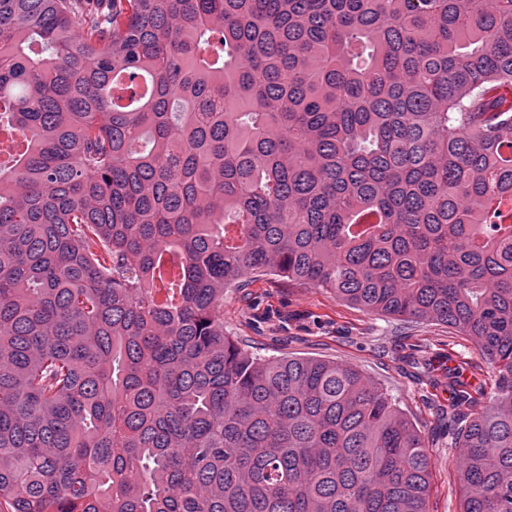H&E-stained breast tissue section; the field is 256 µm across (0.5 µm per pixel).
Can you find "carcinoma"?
<instances>
[{"label": "carcinoma", "mask_w": 512, "mask_h": 512, "mask_svg": "<svg viewBox=\"0 0 512 512\" xmlns=\"http://www.w3.org/2000/svg\"><path fill=\"white\" fill-rule=\"evenodd\" d=\"M0 128L10 512H429L382 389L224 335L248 274L470 337L512 512V0H0Z\"/></svg>", "instance_id": "1"}]
</instances>
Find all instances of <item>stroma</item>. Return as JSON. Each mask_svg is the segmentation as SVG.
Listing matches in <instances>:
<instances>
[{"label": "stroma", "mask_w": 512, "mask_h": 512, "mask_svg": "<svg viewBox=\"0 0 512 512\" xmlns=\"http://www.w3.org/2000/svg\"><path fill=\"white\" fill-rule=\"evenodd\" d=\"M224 331L262 358L321 356L360 369L381 385L424 434L430 453V512H460V451L448 416V371L484 385L477 410L490 405L495 374L471 339L439 322L401 321L339 300L326 288L272 275L247 276L224 293Z\"/></svg>", "instance_id": "1"}]
</instances>
